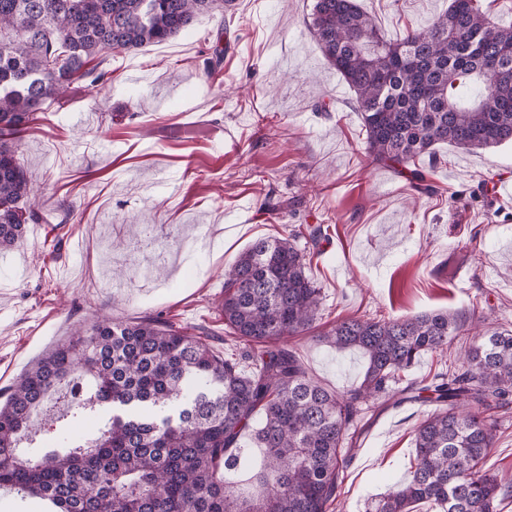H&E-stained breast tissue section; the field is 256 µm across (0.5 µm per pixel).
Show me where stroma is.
<instances>
[{
  "mask_svg": "<svg viewBox=\"0 0 512 512\" xmlns=\"http://www.w3.org/2000/svg\"><path fill=\"white\" fill-rule=\"evenodd\" d=\"M391 39L448 0H360ZM312 0H238L178 36L117 51L105 85L78 81L17 142L38 176L45 224L0 252V389L101 317H162L187 334L223 329L224 270L253 241L327 227L299 245L322 291L319 328L352 316L447 312L512 330V145L438 148L420 158L425 194L365 153L360 113L310 28ZM228 48L207 62L215 39ZM206 233L205 247L184 240ZM130 274L123 287L112 274ZM308 374L339 393L359 384L354 350L291 340ZM426 405L361 414L359 450L335 512H369L404 481ZM486 469L512 484V403L493 413Z\"/></svg>",
  "mask_w": 512,
  "mask_h": 512,
  "instance_id": "35a3bbf8",
  "label": "stroma"
}]
</instances>
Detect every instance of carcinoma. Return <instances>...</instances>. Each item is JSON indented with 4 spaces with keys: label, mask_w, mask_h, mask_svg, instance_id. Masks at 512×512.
<instances>
[{
    "label": "carcinoma",
    "mask_w": 512,
    "mask_h": 512,
    "mask_svg": "<svg viewBox=\"0 0 512 512\" xmlns=\"http://www.w3.org/2000/svg\"><path fill=\"white\" fill-rule=\"evenodd\" d=\"M225 0H0V251L18 246L25 225L47 216L29 201L35 175L18 161L16 140L36 113L73 83L95 87L108 72L94 61L138 50L186 30ZM311 29L361 114L365 151L406 175L437 146L486 150L512 142V26L479 0H451L427 26L391 40L358 0H313ZM317 226L254 241L224 272L225 335L249 350L225 354L157 318H103L76 331L26 371L0 403V488L48 500L55 512H328L340 472L358 451L351 426L370 403L434 406L416 429L410 478L375 512H497L504 493L482 468L493 444L489 412L512 395V330L477 333L461 349L460 371L412 380L398 374L462 336L448 313L350 317L319 334L367 359L360 384L340 394L310 377L288 339L311 330L321 289L296 239ZM79 384L77 417L110 411L98 433L74 449L21 455L34 416ZM254 432L263 448L258 493L224 480L238 442Z\"/></svg>",
    "instance_id": "1"
}]
</instances>
